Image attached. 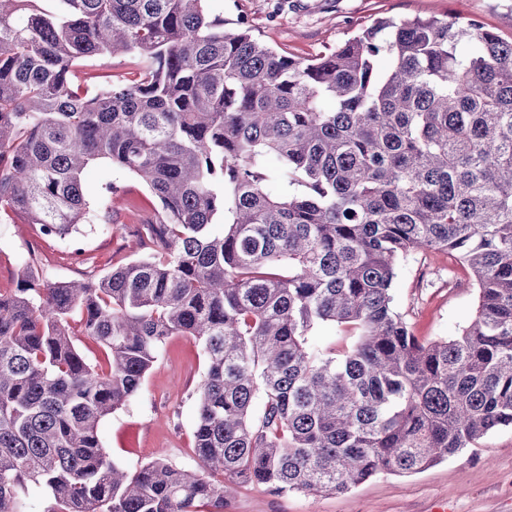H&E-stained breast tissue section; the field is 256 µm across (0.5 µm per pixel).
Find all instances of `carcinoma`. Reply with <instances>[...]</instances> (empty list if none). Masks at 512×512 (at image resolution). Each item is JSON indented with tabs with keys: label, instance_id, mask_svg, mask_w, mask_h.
I'll use <instances>...</instances> for the list:
<instances>
[{
	"label": "carcinoma",
	"instance_id": "carcinoma-1",
	"mask_svg": "<svg viewBox=\"0 0 512 512\" xmlns=\"http://www.w3.org/2000/svg\"><path fill=\"white\" fill-rule=\"evenodd\" d=\"M39 2L0 0V215L71 234L96 160L158 206L149 256L94 280L29 267L0 291V512H27L31 484L47 512H224L242 484L344 492L512 429V42L387 19L303 63L207 0ZM117 54L130 71L97 65ZM428 251L478 290L454 339H419L392 306L400 258ZM171 336L202 347L194 452L213 479L129 472L98 436Z\"/></svg>",
	"mask_w": 512,
	"mask_h": 512
}]
</instances>
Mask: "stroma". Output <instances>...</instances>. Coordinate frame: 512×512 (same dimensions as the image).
I'll use <instances>...</instances> for the list:
<instances>
[{"label":"stroma","mask_w":512,"mask_h":512,"mask_svg":"<svg viewBox=\"0 0 512 512\" xmlns=\"http://www.w3.org/2000/svg\"><path fill=\"white\" fill-rule=\"evenodd\" d=\"M206 7L225 27L247 24L264 44L304 61L335 50L380 18L474 19L512 41V0H208ZM82 185L92 210L111 206V225L91 221L69 236L47 238L38 225L1 216V290L14 287L29 265L54 283L92 279L145 257L127 207L151 214L154 195L103 160L87 167ZM392 298L416 336L447 340L474 315L477 292L448 254L414 252L398 262ZM204 372L200 343L170 337L139 393L99 424L112 459L129 470L157 458L200 470L193 432ZM228 512H512V429L495 430L426 471L380 475L343 493L274 495L245 484Z\"/></svg>","instance_id":"stroma-1"}]
</instances>
